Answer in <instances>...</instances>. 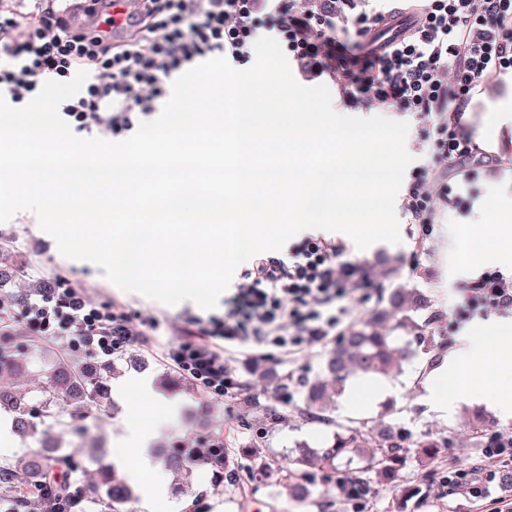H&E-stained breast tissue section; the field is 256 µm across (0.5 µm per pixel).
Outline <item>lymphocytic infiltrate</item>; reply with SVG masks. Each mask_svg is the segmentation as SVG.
<instances>
[{
    "mask_svg": "<svg viewBox=\"0 0 512 512\" xmlns=\"http://www.w3.org/2000/svg\"><path fill=\"white\" fill-rule=\"evenodd\" d=\"M329 2L131 0L120 21L112 0H52L32 10L25 0H0V90L21 104L46 80L88 71L81 92L59 112L77 131L119 136L156 114L184 64L207 54L246 64L255 41L270 33L302 71L333 70L340 85L377 111L418 118L430 161L411 173L402 205L430 235L438 201L461 203L458 183L475 176L464 163L482 156L462 130L464 112L488 78L512 73V0H420L414 28L367 61L343 50ZM344 251L342 243L307 237L287 257L255 255L223 321L210 327L185 321L166 359L223 399L245 387L225 361L227 350L269 342L293 351L326 342L349 323L346 300L365 279ZM490 306L512 310V278L498 271L464 288L455 320L466 322ZM18 320L34 342L103 356L147 345L161 328L151 315L132 319L117 301L93 306L76 287L39 293L18 312L0 302V328Z\"/></svg>",
    "mask_w": 512,
    "mask_h": 512,
    "instance_id": "lymphocytic-infiltrate-1",
    "label": "lymphocytic infiltrate"
}]
</instances>
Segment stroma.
<instances>
[{"instance_id": "35a3bbf8", "label": "stroma", "mask_w": 512, "mask_h": 512, "mask_svg": "<svg viewBox=\"0 0 512 512\" xmlns=\"http://www.w3.org/2000/svg\"><path fill=\"white\" fill-rule=\"evenodd\" d=\"M498 88L471 102L465 115L464 131L479 145L496 141L500 157L512 159V75L498 79ZM475 185L480 195L471 214H460L455 207L440 205V224L429 236H422L409 215L398 212L401 241L397 244L378 242L367 249H356L346 234L324 231V238L342 242L344 257L361 264L367 276L363 286L367 303L354 307L353 324H360L375 312L384 311L388 319L384 328L405 345L412 332L399 326L389 296L393 289L409 288L429 302L415 321L421 334L430 339L428 347L403 361L400 370L387 375L392 392L366 408H352L353 392H344L336 400L329 420L301 417L306 381L322 377L325 355L339 342L331 337L324 344L303 348L286 355L274 345L264 347L265 357L249 365L242 354H232L228 362L247 383V389L234 395L230 402L211 398L196 386L177 390L162 381L169 364L163 351L167 343L176 341L186 316L223 317V307L206 311L194 302L184 301L169 307L135 293L121 290L104 276L97 265L64 257L55 239L24 213L0 223V256L14 269V278L0 289V300L15 304L17 299L33 298L39 289L57 288L67 282L84 288L96 304L112 301L125 303L131 311L152 315L161 320V334L153 345H134L129 356L137 358L135 366L124 367V375L150 378L160 399L173 400L180 406L181 426L166 436V444L192 448L213 439L218 428H225L224 442L236 467L235 481L215 483L210 473L201 472L194 486V498L177 491L178 479L169 476L168 494L155 501L153 512H495L500 502H511L512 492L503 493L496 480L494 465L484 472L489 479V494L473 498L448 487L449 480L470 481L468 459L481 457L470 424L482 416L493 436L512 438V418H503L478 402L459 403L449 415H441L423 397V378L437 366L442 354L457 346L461 336L483 325L484 321L511 320L512 310L488 309L486 317L473 318L455 325L453 310L461 288L475 281L484 268L501 270L512 276V262L495 259L488 265L460 266L457 255L462 242L453 230L464 224L482 221L490 207L512 212V174L492 173L478 168ZM274 408L277 419H270L267 408ZM148 408L136 394L115 402L107 416H87L84 420L105 450L116 448L119 437L132 423L145 420ZM384 421L400 433L406 445L424 439L437 443L430 464H422L416 454H408L403 467L393 476L377 470L368 473V493L362 508H355L341 490L339 473L312 467L308 482L310 495L303 500L291 497L288 482L277 470L259 471L260 461L295 452L299 445L322 448L332 440L340 427L361 421Z\"/></svg>"}]
</instances>
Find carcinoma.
Returning a JSON list of instances; mask_svg holds the SVG:
<instances>
[{
	"instance_id": "cac0c4a2",
	"label": "carcinoma",
	"mask_w": 512,
	"mask_h": 512,
	"mask_svg": "<svg viewBox=\"0 0 512 512\" xmlns=\"http://www.w3.org/2000/svg\"><path fill=\"white\" fill-rule=\"evenodd\" d=\"M390 300L402 312L399 323H412V313L425 307L423 299L404 288L395 289ZM409 351L395 345L394 337L379 328V319L372 318L350 330L325 362V371L332 381V388L320 382H312L305 390L303 415L320 411L334 402L349 375L360 372L367 376L385 375L407 357ZM123 358L110 360L88 359L72 361L55 353L36 361L29 353L13 347L0 350V376L26 375L36 381V391L19 392L0 385V412L12 417L15 432L23 441L37 448L31 449L6 467H0V483L10 489L7 503L10 512H23L25 499L34 493L41 494L47 512H59L89 501L92 512H123L125 506L135 501L133 490L121 479L115 469L104 463V456L94 446H82L71 442L62 445L66 438L76 435L75 419L87 410L102 411L108 407V381ZM365 448H375L365 466L342 473V481L355 491L364 489L367 471L376 467L383 472L394 473L408 452L404 441L394 429L385 426L376 429L367 424L350 426L337 433L333 442L319 450L303 445L292 456L285 458L291 469L289 483L296 496L306 497L309 489L301 482L304 471L318 463L331 469L335 462L347 453L362 454ZM80 456L98 470L95 483H80L64 487L68 497L59 501L60 492L51 482V475L58 473L70 481L72 460ZM230 452L222 443L206 444L196 450L172 446L165 455V465L182 478L188 493L192 478L201 467H211L219 477L229 468Z\"/></svg>"
}]
</instances>
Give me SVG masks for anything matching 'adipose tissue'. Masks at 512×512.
<instances>
[{
	"instance_id": "1",
	"label": "adipose tissue",
	"mask_w": 512,
	"mask_h": 512,
	"mask_svg": "<svg viewBox=\"0 0 512 512\" xmlns=\"http://www.w3.org/2000/svg\"><path fill=\"white\" fill-rule=\"evenodd\" d=\"M461 234L472 244L485 237H493L497 258H512L511 217L492 213L488 221L464 225ZM488 362L494 363L500 374L498 383L490 387L482 385L478 375ZM424 390L427 400L443 414L460 400L469 398L492 407L501 416H511L512 324L493 323L465 336L461 346L449 351L426 379ZM167 423L165 414H154L140 428L131 430L134 447L120 449L117 456L118 463L129 478L143 487L150 502L168 492L163 469L151 448L159 429Z\"/></svg>"
}]
</instances>
